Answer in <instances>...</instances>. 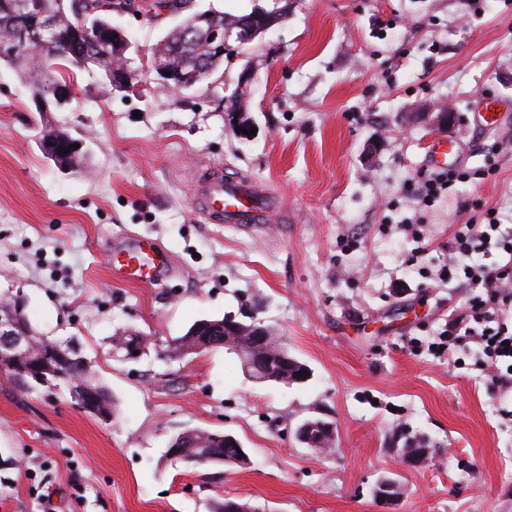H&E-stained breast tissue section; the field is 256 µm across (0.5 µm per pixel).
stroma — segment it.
<instances>
[{
    "label": "stroma",
    "mask_w": 512,
    "mask_h": 512,
    "mask_svg": "<svg viewBox=\"0 0 512 512\" xmlns=\"http://www.w3.org/2000/svg\"><path fill=\"white\" fill-rule=\"evenodd\" d=\"M184 16H113L132 88L81 72L57 112H36L24 74L0 64V298H23L38 335L72 341L115 401L104 422L66 383L24 394L0 371V512H210L224 498L253 512H512V388L473 338L430 348L474 294L438 277L456 225L493 215L512 231V0H295L223 82L177 95L148 49ZM246 67L249 141L224 112ZM435 104L453 109L463 158L427 206L415 191ZM45 124L83 140L85 170L44 157ZM207 166L252 179L282 214L254 233L209 223L193 200ZM141 239L168 257L159 284L110 272L108 256ZM224 316L273 327L310 379L256 383L224 350L162 357L195 320ZM128 330L153 349L113 357ZM312 417L335 422L334 450L297 442ZM187 428L235 435L251 466L215 480L167 459ZM407 435L428 441L426 464L402 460ZM384 478L390 505L374 496Z\"/></svg>",
    "instance_id": "35a3bbf8"
}]
</instances>
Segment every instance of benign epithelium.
Listing matches in <instances>:
<instances>
[{
	"label": "benign epithelium",
	"instance_id": "benign-epithelium-1",
	"mask_svg": "<svg viewBox=\"0 0 512 512\" xmlns=\"http://www.w3.org/2000/svg\"><path fill=\"white\" fill-rule=\"evenodd\" d=\"M28 0H15L21 14L22 25L17 30L12 42L0 43L1 55H12L17 51L18 45H34L38 48L49 43L61 40L57 26L52 21H42L37 16L27 13ZM143 6L142 0H102L101 9L107 13H127L139 10ZM215 11L201 10L181 22L184 30L208 43L212 54L211 59L205 61L194 71H183L172 65L155 66L153 73L156 80L164 83L174 92H182L195 88L203 81L215 74L212 62L231 57L234 53L245 49L256 39L262 37L273 24L281 22L288 17V6L284 5L274 10V15L265 18L264 8L257 7L253 15L236 20L231 27L220 28L215 25L213 18ZM103 76L112 90L124 92L132 87L131 81L135 74L131 68L123 65L119 68L103 70ZM69 98L65 96V86L57 85L48 95H40L34 99L36 110L44 113L52 112L63 107ZM430 125L438 131H444L453 121V112L444 106H439L427 113ZM44 151L55 166L69 173L77 168L76 161L84 155L83 147L71 148L69 152L62 153L55 146H44ZM1 306L11 307L15 312L0 315V359L9 360V366L15 372V378L27 386L32 384H50L60 378L65 379L71 388L74 405L80 410L92 413L98 418L109 421L112 414L102 410V397L100 391L90 385L69 377V358L59 357L60 367L55 370L48 369L43 360L34 355L39 346L37 338L29 336L22 323L23 302L14 299H3ZM253 330L252 341L247 347L229 342V337L212 336L206 332L208 324L198 322L192 329L190 336L195 338L200 348H209L220 343L230 347L244 359V367L249 370L248 376L254 377L273 353L277 356L285 354L282 346H273L270 343L269 329L261 321L252 320L249 323ZM196 431L186 429L173 437L168 446V458L181 457L183 449L189 448L195 442ZM336 437V424L323 419H306L295 430V438L308 448H326L332 444Z\"/></svg>",
	"mask_w": 512,
	"mask_h": 512
}]
</instances>
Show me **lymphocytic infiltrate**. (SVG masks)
Listing matches in <instances>:
<instances>
[{"label": "lymphocytic infiltrate", "mask_w": 512, "mask_h": 512, "mask_svg": "<svg viewBox=\"0 0 512 512\" xmlns=\"http://www.w3.org/2000/svg\"><path fill=\"white\" fill-rule=\"evenodd\" d=\"M496 221L485 224L457 225L448 244L449 251L468 256L473 251L498 246L505 257L502 262L473 269L466 264L445 267L448 278L456 279L481 294L467 309L448 321V342H456L461 334L474 336L481 354L493 365L494 379L512 384V328L502 315L512 307V238L498 234Z\"/></svg>", "instance_id": "1"}]
</instances>
